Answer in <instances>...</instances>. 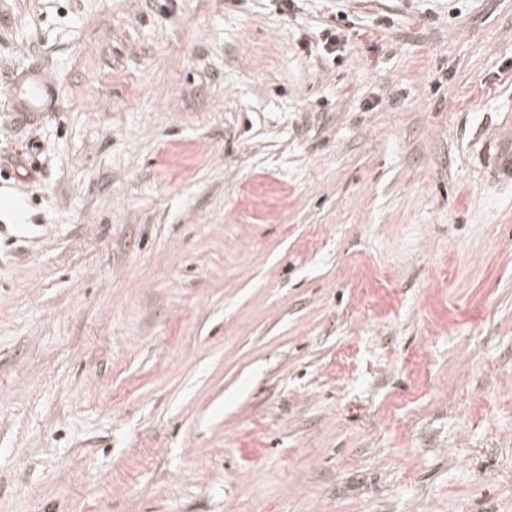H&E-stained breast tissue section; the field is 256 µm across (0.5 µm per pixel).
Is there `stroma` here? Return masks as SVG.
Here are the masks:
<instances>
[{
	"instance_id": "obj_1",
	"label": "stroma",
	"mask_w": 512,
	"mask_h": 512,
	"mask_svg": "<svg viewBox=\"0 0 512 512\" xmlns=\"http://www.w3.org/2000/svg\"><path fill=\"white\" fill-rule=\"evenodd\" d=\"M36 64L0 512H512V0H0ZM503 141H507L509 144L507 151L501 147ZM482 167L491 182L512 185V124L510 135L506 138H498L484 152Z\"/></svg>"
}]
</instances>
